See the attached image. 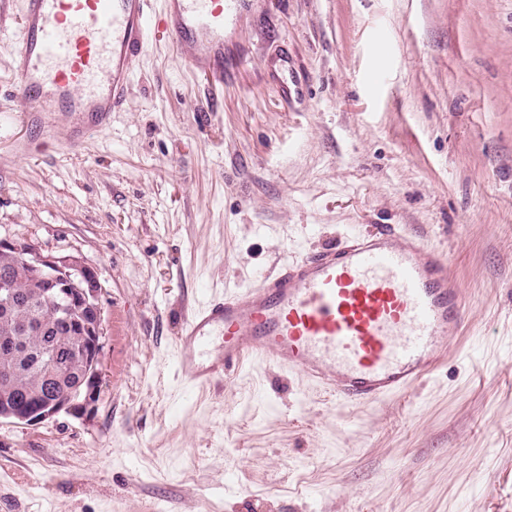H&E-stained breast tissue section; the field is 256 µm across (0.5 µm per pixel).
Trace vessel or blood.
I'll return each instance as SVG.
<instances>
[{
    "mask_svg": "<svg viewBox=\"0 0 512 512\" xmlns=\"http://www.w3.org/2000/svg\"><path fill=\"white\" fill-rule=\"evenodd\" d=\"M245 0H163L169 40L214 85L224 31ZM151 0H22L12 57L30 111L102 129L123 101L148 41ZM463 296L446 253L388 226L282 263L256 285L187 314L177 338L192 383L268 360L339 400L369 404L407 392L447 353Z\"/></svg>",
    "mask_w": 512,
    "mask_h": 512,
    "instance_id": "1",
    "label": "vessel or blood"
}]
</instances>
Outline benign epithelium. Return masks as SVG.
<instances>
[{"label":"benign epithelium","instance_id":"1","mask_svg":"<svg viewBox=\"0 0 512 512\" xmlns=\"http://www.w3.org/2000/svg\"><path fill=\"white\" fill-rule=\"evenodd\" d=\"M10 254L41 293L52 316L68 320L79 308L89 321L79 329L76 346L50 352L45 381L54 386L52 394L29 404L0 409V419L17 424L33 425L62 412L84 415L97 400L100 387L99 361L102 350L103 310L100 304L101 283L96 272L73 255L45 253L27 241H3L0 253ZM79 370L74 384L65 383L72 371L73 359Z\"/></svg>","mask_w":512,"mask_h":512}]
</instances>
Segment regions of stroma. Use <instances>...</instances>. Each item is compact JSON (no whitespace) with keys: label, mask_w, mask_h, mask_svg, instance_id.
<instances>
[{"label":"stroma","mask_w":512,"mask_h":512,"mask_svg":"<svg viewBox=\"0 0 512 512\" xmlns=\"http://www.w3.org/2000/svg\"><path fill=\"white\" fill-rule=\"evenodd\" d=\"M21 4L0 238L92 267L104 334L91 415L0 421V512H512V0H247L217 91L153 0L123 106L75 145L24 114ZM387 225L463 294L423 382L367 406L266 362L188 383L192 307Z\"/></svg>","instance_id":"stroma-1"}]
</instances>
